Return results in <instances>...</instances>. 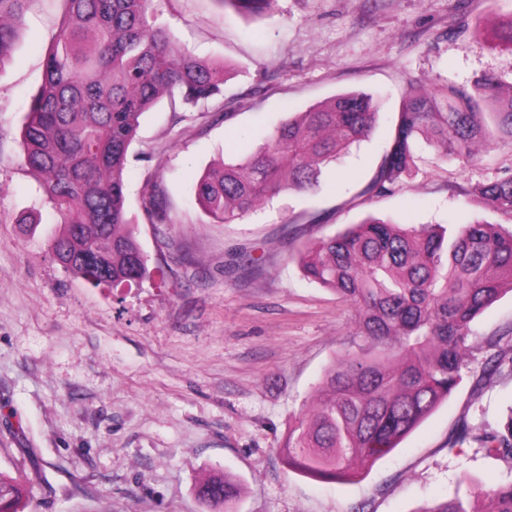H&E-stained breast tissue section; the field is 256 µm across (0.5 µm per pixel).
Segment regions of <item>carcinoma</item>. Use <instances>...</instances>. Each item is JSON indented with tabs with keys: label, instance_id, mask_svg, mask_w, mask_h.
Wrapping results in <instances>:
<instances>
[{
	"label": "carcinoma",
	"instance_id": "cac0c4a2",
	"mask_svg": "<svg viewBox=\"0 0 512 512\" xmlns=\"http://www.w3.org/2000/svg\"><path fill=\"white\" fill-rule=\"evenodd\" d=\"M30 0H0V65L19 40ZM66 13L20 131L19 163L39 177L59 229L49 251L90 284L130 288L153 275L127 208L128 156L141 118L163 97L191 107L220 95L224 67L181 47L155 22L151 0H64ZM261 14L274 0H222ZM501 76L411 88L379 165L361 191L385 196L416 168L420 138L443 161L471 156L479 140L512 147V94ZM378 119L370 95L344 93L274 128L253 153L204 170L195 199L211 224H232L290 189L316 191L323 168L369 137ZM512 222V174L475 190ZM164 192L149 193L152 221L164 220ZM309 281L346 301L362 344L329 367L315 414L288 431L285 463L324 483L352 481L391 453L460 383L471 324L512 293V230L473 222L446 233L426 224L368 218L299 253ZM493 456L512 457V421L477 436ZM212 512H237L241 484L222 472L197 486ZM22 476L0 471V512H24ZM512 512V481L486 488L463 480L452 497L419 512Z\"/></svg>",
	"mask_w": 512,
	"mask_h": 512
}]
</instances>
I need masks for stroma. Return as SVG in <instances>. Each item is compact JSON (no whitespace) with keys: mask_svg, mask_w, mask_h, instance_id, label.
<instances>
[{"mask_svg":"<svg viewBox=\"0 0 512 512\" xmlns=\"http://www.w3.org/2000/svg\"><path fill=\"white\" fill-rule=\"evenodd\" d=\"M63 0H31L0 66V470L31 488L25 512H209L196 488L214 470L242 486L237 512H422L464 477L512 480V458L475 437L512 422V350L490 384H461L358 481L326 484L289 470V429L315 407L323 374L356 350L352 307L305 279L304 244L366 215L448 230L504 223L479 205V184L512 169V149L476 146L471 162H439L385 197L361 190L410 85L512 82L500 48L512 0H277L254 16L220 0H152L150 11L197 58L223 64L224 93L194 108L163 98L131 148L127 207L151 278L95 288L62 267L47 241L54 220L39 180L18 161L30 97L62 22ZM372 95L378 127L325 172L319 190L291 191L234 224H210L193 177L259 148L274 126L340 93ZM167 221L151 223V186ZM40 214L37 227L17 219ZM512 328V294L472 323L471 356ZM475 437L457 448L461 425Z\"/></svg>","mask_w":512,"mask_h":512,"instance_id":"obj_1","label":"stroma"}]
</instances>
